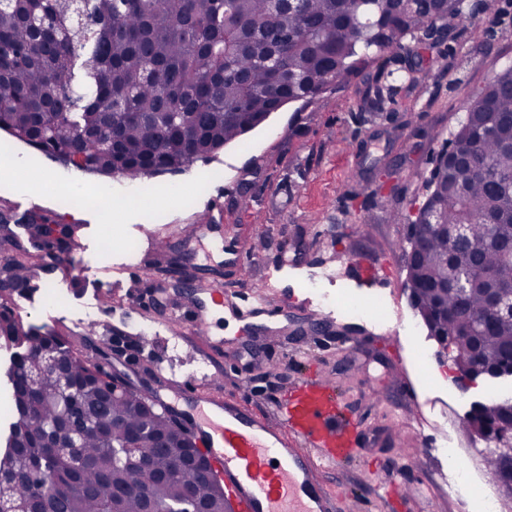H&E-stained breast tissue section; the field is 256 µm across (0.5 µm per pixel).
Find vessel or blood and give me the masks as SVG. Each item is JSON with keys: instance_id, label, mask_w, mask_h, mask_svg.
Here are the masks:
<instances>
[{"instance_id": "1", "label": "vessel or blood", "mask_w": 512, "mask_h": 512, "mask_svg": "<svg viewBox=\"0 0 512 512\" xmlns=\"http://www.w3.org/2000/svg\"><path fill=\"white\" fill-rule=\"evenodd\" d=\"M239 317L276 316L263 295L247 293L229 304ZM161 389L191 393L187 417L237 512H336L323 473L346 459L358 440L353 423L336 404L333 388L309 378L283 396L275 421L239 403L201 393L193 376L159 378Z\"/></svg>"}]
</instances>
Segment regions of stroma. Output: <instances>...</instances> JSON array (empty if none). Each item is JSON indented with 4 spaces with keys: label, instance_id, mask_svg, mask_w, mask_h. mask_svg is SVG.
Returning a JSON list of instances; mask_svg holds the SVG:
<instances>
[{
    "label": "stroma",
    "instance_id": "1",
    "mask_svg": "<svg viewBox=\"0 0 512 512\" xmlns=\"http://www.w3.org/2000/svg\"><path fill=\"white\" fill-rule=\"evenodd\" d=\"M474 2L482 32L459 23L452 51L426 55L424 83L377 100L381 64L370 63L182 173L133 184L87 175L0 131V257L29 248L26 214L69 227L59 259L32 261L37 293L24 324L58 333L138 389L191 371L204 391L267 417L284 389L320 374L362 439L360 457L323 478L342 495V512H459L448 494L459 471L479 480L469 512H486L497 487L460 423L471 402L511 395L512 382L456 380L411 305L400 248L449 131L512 60V0ZM219 184L229 191L215 209L208 189ZM228 236L281 311L271 326L247 325L211 301V285L238 288L224 259ZM368 266L377 279L357 286ZM175 308L194 311L209 335L171 337L163 323ZM399 319L414 322L412 335L392 333ZM444 415L453 431L441 429ZM452 438L462 449L453 457Z\"/></svg>",
    "mask_w": 512,
    "mask_h": 512
}]
</instances>
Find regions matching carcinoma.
Here are the masks:
<instances>
[{"instance_id": "carcinoma-1", "label": "carcinoma", "mask_w": 512, "mask_h": 512, "mask_svg": "<svg viewBox=\"0 0 512 512\" xmlns=\"http://www.w3.org/2000/svg\"><path fill=\"white\" fill-rule=\"evenodd\" d=\"M77 8L0 0V130L48 155L86 132L70 165L131 181L211 157L284 102L309 104L386 54L416 53L433 20L473 14L469 0L425 8L400 0H81ZM448 143L472 161L434 170L429 205L440 223L467 225L464 243L452 252L442 233L427 234L419 249L408 240L407 279L431 331L453 341L464 364L476 352L495 368L512 357V319L491 313L487 301L488 289L512 285V257L501 249L512 242V62L483 86ZM3 267L22 292L33 289L25 259L6 257ZM454 281L470 283L461 306ZM0 344L14 348L12 416L0 448L10 500L31 499L36 512H112L121 486V512H146L143 487L171 506L195 489L208 512H224V492L184 463L189 448L169 409L148 408L149 398L126 383L121 397L107 398L118 378L9 310L0 312ZM48 344L64 356L87 415L108 418L105 430L80 442L77 469L42 447L40 431L63 412L36 397L39 384L29 377ZM509 423L512 397L480 402L463 421L483 433ZM130 429L142 431L138 447L158 470L177 473L145 486L148 475L123 459ZM162 435L170 447H154ZM35 470L50 474L52 494L26 481Z\"/></svg>"}]
</instances>
